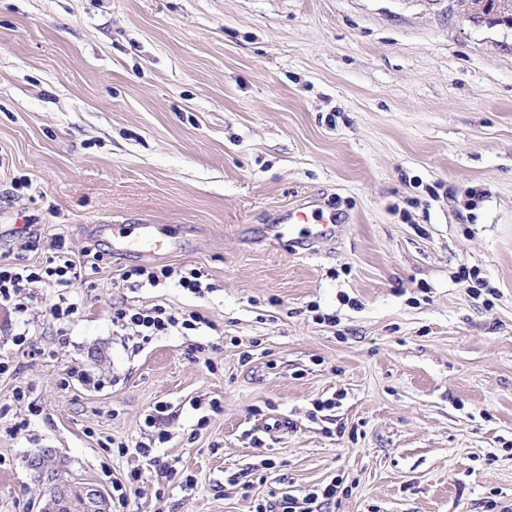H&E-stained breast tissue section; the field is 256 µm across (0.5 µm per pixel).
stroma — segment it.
I'll return each mask as SVG.
<instances>
[{
	"label": "stroma",
	"instance_id": "stroma-1",
	"mask_svg": "<svg viewBox=\"0 0 512 512\" xmlns=\"http://www.w3.org/2000/svg\"><path fill=\"white\" fill-rule=\"evenodd\" d=\"M306 199L335 239L274 235ZM147 222L177 250L97 230ZM58 236L96 266L69 322L44 283L0 305V512H37L43 448L107 492L140 470L129 512H252L335 479L324 512L512 504V31L432 0H0V261ZM190 265L203 295L124 277ZM122 303L211 325L142 345Z\"/></svg>",
	"mask_w": 512,
	"mask_h": 512
}]
</instances>
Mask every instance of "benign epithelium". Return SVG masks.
<instances>
[{
	"instance_id": "benign-epithelium-1",
	"label": "benign epithelium",
	"mask_w": 512,
	"mask_h": 512,
	"mask_svg": "<svg viewBox=\"0 0 512 512\" xmlns=\"http://www.w3.org/2000/svg\"><path fill=\"white\" fill-rule=\"evenodd\" d=\"M448 2V13L474 24H487L512 29V0H433ZM56 451L43 448L32 458L46 492L39 501L40 512H108L103 490L91 482L65 480L53 466Z\"/></svg>"
}]
</instances>
